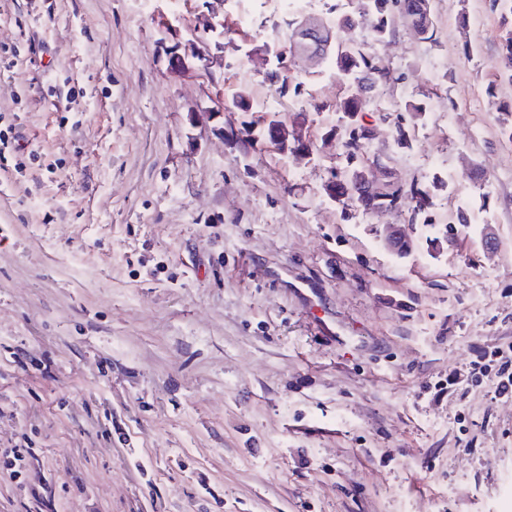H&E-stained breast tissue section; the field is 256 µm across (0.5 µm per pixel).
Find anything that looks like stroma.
I'll return each instance as SVG.
<instances>
[{
	"mask_svg": "<svg viewBox=\"0 0 512 512\" xmlns=\"http://www.w3.org/2000/svg\"><path fill=\"white\" fill-rule=\"evenodd\" d=\"M432 4L428 42L337 28L401 75L365 93L288 55L294 24L353 0H6L0 129L27 150L0 169V463L28 466H0V512H512V396L467 376L512 357V142L488 103L512 81L490 0ZM208 17L223 64L170 73L167 27L201 39ZM280 53L299 91L270 82ZM241 91L223 125L267 95L312 153L215 132ZM409 102L403 148L380 116ZM353 124L434 189L404 257L381 244L395 215L324 191ZM461 207L475 223L447 243Z\"/></svg>",
	"mask_w": 512,
	"mask_h": 512,
	"instance_id": "1",
	"label": "stroma"
}]
</instances>
